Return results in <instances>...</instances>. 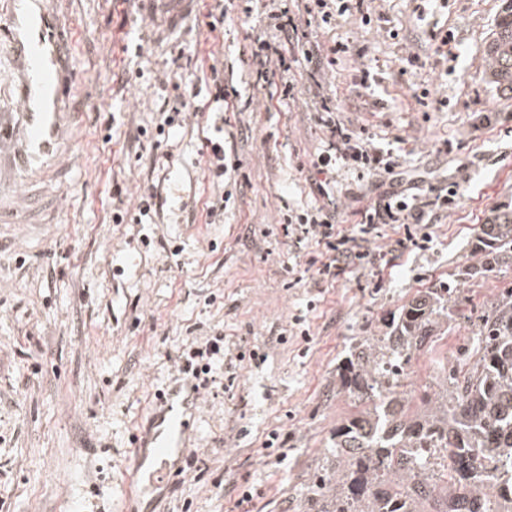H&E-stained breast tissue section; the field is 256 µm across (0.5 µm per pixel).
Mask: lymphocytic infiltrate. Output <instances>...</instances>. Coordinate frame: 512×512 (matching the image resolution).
I'll list each match as a JSON object with an SVG mask.
<instances>
[{"label": "lymphocytic infiltrate", "mask_w": 512, "mask_h": 512, "mask_svg": "<svg viewBox=\"0 0 512 512\" xmlns=\"http://www.w3.org/2000/svg\"><path fill=\"white\" fill-rule=\"evenodd\" d=\"M264 9L267 27L276 32L279 42L271 44L258 39V48L251 56L256 63V77L265 84L281 82L284 92H291L288 79L292 64L281 49L293 45L298 38V26L293 19L285 18L276 6L277 0H257ZM319 120L327 133L324 149L312 161L317 172L325 173L342 165L371 181L380 194L362 210V227L359 235L340 229L336 222L333 201L301 210H289L284 216L287 234L295 244L312 241L322 245L325 260L317 273L321 278L335 277L338 270L350 266L373 265L378 256L363 250V236L377 233L380 226L396 224L403 228L404 236L397 240L399 249L426 248L432 240L430 231L433 210L445 209L453 204L458 194L459 182L435 183V173L430 169H407L392 153L374 147L362 132L346 127L336 118L327 98L313 104ZM226 348L223 337L206 338L201 346L186 352L183 365L191 371L201 389L215 384V373L223 365Z\"/></svg>", "instance_id": "f902f5d3"}]
</instances>
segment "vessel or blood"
I'll use <instances>...</instances> for the list:
<instances>
[{"label":"vessel or blood","instance_id":"obj_1","mask_svg":"<svg viewBox=\"0 0 512 512\" xmlns=\"http://www.w3.org/2000/svg\"><path fill=\"white\" fill-rule=\"evenodd\" d=\"M50 2L7 0L8 13L0 19L20 82L15 108L0 112V173L21 175L27 184L23 192L10 182L0 188V222L6 224L49 223L56 202L42 191L64 168L62 146L77 120L76 113L62 109L72 71L68 41ZM201 404L202 394L189 380L176 379L162 391L154 425L138 435L131 456L143 491L168 485L178 472L188 456V419Z\"/></svg>","mask_w":512,"mask_h":512}]
</instances>
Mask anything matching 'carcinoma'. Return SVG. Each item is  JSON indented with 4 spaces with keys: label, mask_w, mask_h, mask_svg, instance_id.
<instances>
[{
    "label": "carcinoma",
    "mask_w": 512,
    "mask_h": 512,
    "mask_svg": "<svg viewBox=\"0 0 512 512\" xmlns=\"http://www.w3.org/2000/svg\"><path fill=\"white\" fill-rule=\"evenodd\" d=\"M488 82L512 98V0L485 48ZM448 282L401 306L381 336L352 347L336 368L359 409L330 436L334 467L317 476L316 512H512V480H488L512 450V287L472 323V342L413 403L415 355L448 332L460 282L512 269V206L497 207Z\"/></svg>",
    "instance_id": "obj_1"
}]
</instances>
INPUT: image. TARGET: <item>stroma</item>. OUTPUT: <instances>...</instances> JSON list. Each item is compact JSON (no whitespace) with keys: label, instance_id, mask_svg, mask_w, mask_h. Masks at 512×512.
Wrapping results in <instances>:
<instances>
[{"label":"stroma","instance_id":"stroma-1","mask_svg":"<svg viewBox=\"0 0 512 512\" xmlns=\"http://www.w3.org/2000/svg\"><path fill=\"white\" fill-rule=\"evenodd\" d=\"M211 2L196 0L163 34L153 17L166 0L59 6L86 104L82 135L64 149L56 223L0 224V512H124L128 457L156 393L183 349L216 335L267 359L242 362L231 390L204 398L189 427L201 468L167 486L157 512H241L250 485L260 491L250 512H310L317 475L334 465L330 433L354 409L338 363L417 293L476 262L469 241L495 206L512 203V98L488 83L484 54L501 0H364L371 26L355 15L311 24L306 41L348 44L350 56L318 71L294 64L287 98L255 83L251 50L265 26L247 0H233L215 33L205 26ZM215 70L237 91L226 117L242 166L227 209L212 216L203 142L215 134L205 114ZM166 80L192 89L200 113L176 116L160 147L138 144L136 126L164 108ZM317 82L375 146L460 183L429 250L403 252L394 269L318 280L320 247L297 248L284 232L283 214L321 201L310 180L325 141L309 104ZM335 179L336 219L356 232L375 196L347 168ZM147 184L157 193L149 215L113 223V187L132 210ZM503 281L512 270L462 284L465 315L416 355L413 390L470 343L466 314H480ZM271 432L284 460L263 447Z\"/></svg>","mask_w":512,"mask_h":512}]
</instances>
